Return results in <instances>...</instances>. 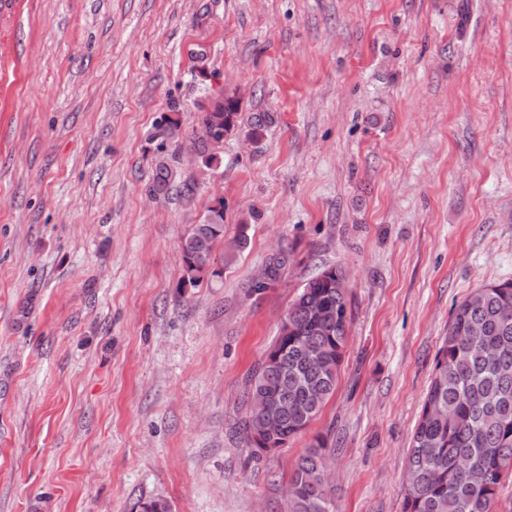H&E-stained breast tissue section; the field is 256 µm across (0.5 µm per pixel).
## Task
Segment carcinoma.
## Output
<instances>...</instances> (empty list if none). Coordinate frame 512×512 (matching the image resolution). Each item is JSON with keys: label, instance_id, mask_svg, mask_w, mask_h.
I'll use <instances>...</instances> for the list:
<instances>
[{"label": "carcinoma", "instance_id": "cac0c4a2", "mask_svg": "<svg viewBox=\"0 0 512 512\" xmlns=\"http://www.w3.org/2000/svg\"><path fill=\"white\" fill-rule=\"evenodd\" d=\"M197 132L176 150L195 154L201 166L219 162V143L238 128L236 96L208 95L198 106ZM274 117L259 112L247 130L261 137ZM179 120L165 115L153 138L159 148L172 142ZM173 180L167 165L158 167L148 192L165 195ZM224 238V200L207 207L182 245L184 273L178 287L196 288L209 270L216 242ZM293 251L286 246L271 254L264 266L275 282L282 281ZM344 277L339 267L327 266L308 280L288 308V323L280 327L273 346H288L283 363L265 361L248 376L246 393L266 392L274 398L280 432L271 441L284 448L305 431L334 394L348 339L350 310L347 293L333 287ZM324 308L319 322L310 311ZM425 401H434L435 414L420 417L408 456L403 512H495L503 479L512 473V281L474 289L456 307L439 351ZM260 417L248 413L239 424L249 457ZM327 439L319 436L295 463L289 512H332L323 457Z\"/></svg>", "mask_w": 512, "mask_h": 512}]
</instances>
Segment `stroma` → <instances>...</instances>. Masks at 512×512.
I'll use <instances>...</instances> for the list:
<instances>
[{"label": "stroma", "mask_w": 512, "mask_h": 512, "mask_svg": "<svg viewBox=\"0 0 512 512\" xmlns=\"http://www.w3.org/2000/svg\"><path fill=\"white\" fill-rule=\"evenodd\" d=\"M207 87L240 100L214 171L149 138L169 113L190 136ZM217 195L224 239L179 288ZM281 244V283L250 293ZM327 266L351 311L336 392L249 460L246 379ZM506 280L512 0H0V512H286L320 434L335 512H402L453 309Z\"/></svg>", "instance_id": "obj_1"}]
</instances>
